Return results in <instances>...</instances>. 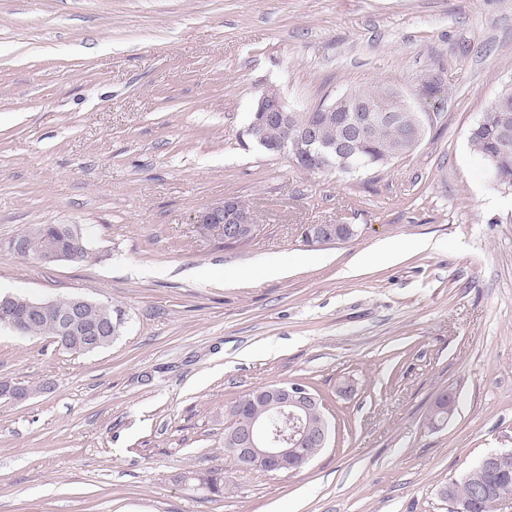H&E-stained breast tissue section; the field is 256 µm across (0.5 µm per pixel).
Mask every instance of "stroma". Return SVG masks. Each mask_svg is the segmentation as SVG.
Segmentation results:
<instances>
[{"label":"stroma","instance_id":"1","mask_svg":"<svg viewBox=\"0 0 512 512\" xmlns=\"http://www.w3.org/2000/svg\"><path fill=\"white\" fill-rule=\"evenodd\" d=\"M431 77L443 97L418 96ZM510 81L512 0H0V294L128 314L89 354L0 328V380L41 386L0 400V512H448L449 480L512 450V190L467 141ZM270 86L300 107L389 87L438 118L387 166L312 175L242 141ZM227 196L247 247L194 221ZM336 223L355 237L305 243ZM38 224L81 225L92 259L8 249ZM295 381L328 446L240 467L226 406Z\"/></svg>","mask_w":512,"mask_h":512}]
</instances>
